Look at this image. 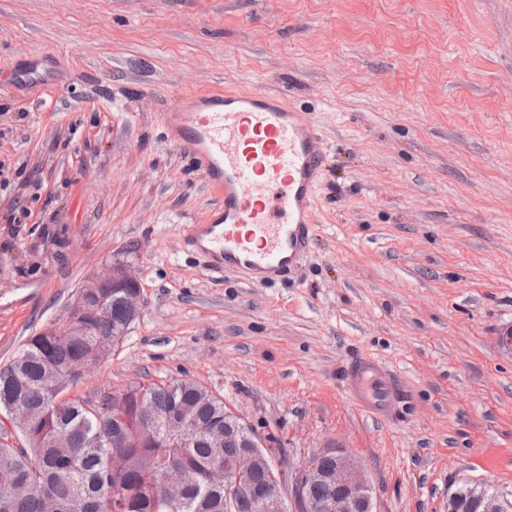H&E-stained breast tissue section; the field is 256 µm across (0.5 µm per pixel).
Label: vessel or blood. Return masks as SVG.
<instances>
[{
	"instance_id": "b4317fda",
	"label": "vessel or blood",
	"mask_w": 512,
	"mask_h": 512,
	"mask_svg": "<svg viewBox=\"0 0 512 512\" xmlns=\"http://www.w3.org/2000/svg\"><path fill=\"white\" fill-rule=\"evenodd\" d=\"M163 120L221 199L209 223L188 234L210 269L264 284L297 267L310 249L328 161L312 122L262 91L188 94ZM346 389L378 418L390 415L399 393L385 363L371 356L351 362Z\"/></svg>"
}]
</instances>
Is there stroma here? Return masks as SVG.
Wrapping results in <instances>:
<instances>
[{
    "label": "stroma",
    "instance_id": "35a3bbf8",
    "mask_svg": "<svg viewBox=\"0 0 512 512\" xmlns=\"http://www.w3.org/2000/svg\"><path fill=\"white\" fill-rule=\"evenodd\" d=\"M0 362L126 265L143 314L74 387L188 379L296 470L343 446L378 512L512 492V0H0ZM265 90L328 154L312 250L288 284L214 273L188 243L218 196L161 115ZM396 372L391 418L343 371Z\"/></svg>",
    "mask_w": 512,
    "mask_h": 512
}]
</instances>
